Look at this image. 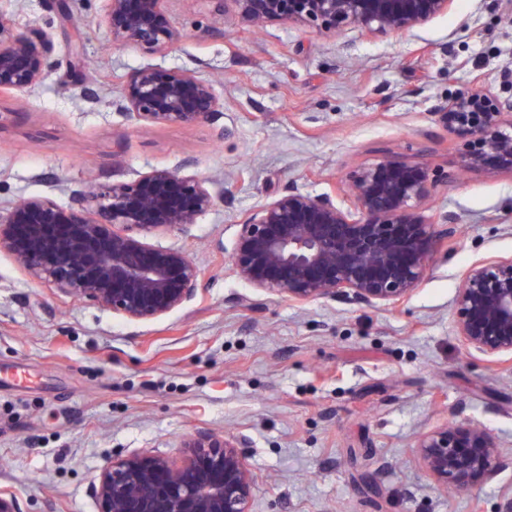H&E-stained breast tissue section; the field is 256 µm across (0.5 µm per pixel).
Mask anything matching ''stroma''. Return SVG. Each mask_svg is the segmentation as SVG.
<instances>
[{
	"label": "stroma",
	"mask_w": 512,
	"mask_h": 512,
	"mask_svg": "<svg viewBox=\"0 0 512 512\" xmlns=\"http://www.w3.org/2000/svg\"><path fill=\"white\" fill-rule=\"evenodd\" d=\"M107 0H0L52 36L35 93L0 97V210L35 196L192 161L224 201L185 230L150 235L201 271L197 297L130 321L32 280L0 252V489L22 512H99L91 485L112 458L181 464L201 431L245 435L254 512H500L512 467L479 493L438 489L416 442L468 419L512 457V365L461 346L455 295L474 262L512 257V173L462 171L467 143L435 104L477 84L511 97L512 0H452L407 32L324 31L218 19L213 0H164L185 35L154 53L113 43ZM145 66L196 71L224 102L216 121L136 125L112 104ZM94 79L100 101L75 98ZM227 136H219V128ZM427 165L428 205L454 214L457 250L404 303L299 305L247 288L230 253L245 214L294 187L313 195L384 157Z\"/></svg>",
	"instance_id": "35a3bbf8"
}]
</instances>
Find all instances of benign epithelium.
<instances>
[{
  "mask_svg": "<svg viewBox=\"0 0 512 512\" xmlns=\"http://www.w3.org/2000/svg\"><path fill=\"white\" fill-rule=\"evenodd\" d=\"M164 0H108L112 41L153 52L177 46ZM452 0H216L217 13L244 23L277 20L368 33L409 31L448 12ZM52 38L17 29L0 13V93H31L53 71ZM114 105L127 119L193 126L224 112L213 85L195 73L149 66L124 83ZM512 97L471 88L434 107L448 131L474 139L463 168L512 172ZM350 205L329 193L290 188L251 209L232 250L248 287L304 303L316 299L381 307L406 300L433 260L456 240L455 217L427 212L428 168L383 159L349 176ZM223 200L216 181L154 168L130 181L92 183L62 206L36 196L0 211V252L63 294L130 320L166 316L193 299L201 273L181 250L143 233L184 230ZM457 330L471 355L512 360V258L471 265L456 292ZM238 435L202 432L184 443L183 463L134 453L112 459L93 493L100 512H252L254 481ZM425 472L444 488L470 493L512 465L498 439L475 423L451 422L418 440Z\"/></svg>",
  "mask_w": 512,
  "mask_h": 512,
  "instance_id": "benign-epithelium-1",
  "label": "benign epithelium"
}]
</instances>
